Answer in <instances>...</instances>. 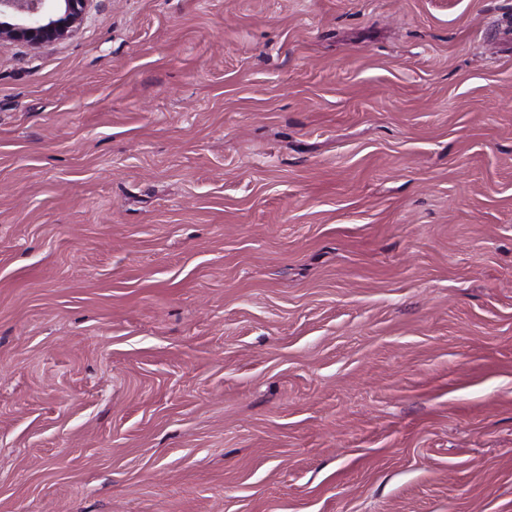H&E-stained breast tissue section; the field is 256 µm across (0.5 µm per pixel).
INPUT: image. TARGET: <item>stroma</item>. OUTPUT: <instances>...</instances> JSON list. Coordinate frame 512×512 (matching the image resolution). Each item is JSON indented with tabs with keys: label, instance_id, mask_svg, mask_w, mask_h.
<instances>
[{
	"label": "stroma",
	"instance_id": "stroma-1",
	"mask_svg": "<svg viewBox=\"0 0 512 512\" xmlns=\"http://www.w3.org/2000/svg\"><path fill=\"white\" fill-rule=\"evenodd\" d=\"M0 512H512V0L0 41Z\"/></svg>",
	"mask_w": 512,
	"mask_h": 512
}]
</instances>
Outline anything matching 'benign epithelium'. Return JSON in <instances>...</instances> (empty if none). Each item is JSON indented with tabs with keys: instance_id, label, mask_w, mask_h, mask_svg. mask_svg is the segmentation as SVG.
I'll use <instances>...</instances> for the list:
<instances>
[{
	"instance_id": "benign-epithelium-1",
	"label": "benign epithelium",
	"mask_w": 512,
	"mask_h": 512,
	"mask_svg": "<svg viewBox=\"0 0 512 512\" xmlns=\"http://www.w3.org/2000/svg\"><path fill=\"white\" fill-rule=\"evenodd\" d=\"M91 0H0V17L14 15L20 22L0 20V40H22L32 45L65 39L81 26Z\"/></svg>"
}]
</instances>
